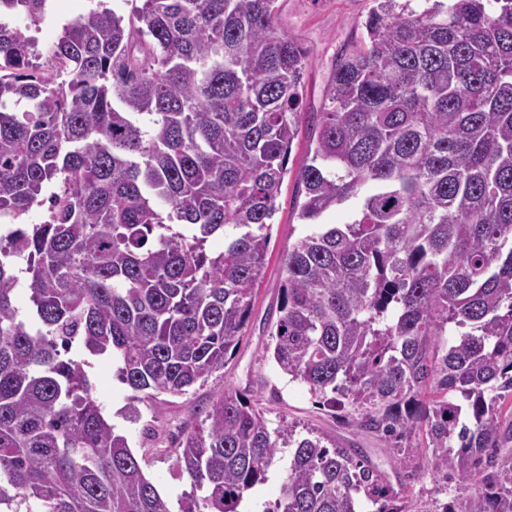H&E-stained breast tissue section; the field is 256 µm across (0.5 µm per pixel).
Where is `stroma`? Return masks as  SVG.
Returning a JSON list of instances; mask_svg holds the SVG:
<instances>
[{
    "instance_id": "stroma-1",
    "label": "stroma",
    "mask_w": 512,
    "mask_h": 512,
    "mask_svg": "<svg viewBox=\"0 0 512 512\" xmlns=\"http://www.w3.org/2000/svg\"><path fill=\"white\" fill-rule=\"evenodd\" d=\"M97 0H49L45 19L34 30L38 49L59 38L62 27L95 5ZM278 23L296 37L306 53L301 131L292 145L289 172L284 180L273 217L267 254V268L260 285L247 332L224 369L204 385L182 396L167 397L160 408L138 401L133 391L117 376L118 365L106 356L88 359L86 372L104 415L124 434L142 469L167 501L170 512H179L180 499L189 488L187 478L177 474L172 457L160 454L158 444H171L174 435L191 422L195 414L210 405L222 388L235 389L258 400L269 428L294 427L297 436L324 435L344 444L362 448L381 471L393 473L394 455L387 442L375 434L358 430L349 422L348 412L319 402L303 384L284 374L272 358L271 338L279 318L277 308L284 279L283 259L296 240L311 233V225L298 217L302 187L298 170L308 159L311 134L319 120L325 92L336 61L363 39V24L375 0H278ZM156 430L158 439L148 437ZM278 463L271 467L263 484L246 495L242 512H264L279 498L288 465L287 449H280Z\"/></svg>"
}]
</instances>
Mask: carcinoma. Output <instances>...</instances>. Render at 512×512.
Returning <instances> with one entry per match:
<instances>
[{"instance_id":"obj_1","label":"carcinoma","mask_w":512,"mask_h":512,"mask_svg":"<svg viewBox=\"0 0 512 512\" xmlns=\"http://www.w3.org/2000/svg\"><path fill=\"white\" fill-rule=\"evenodd\" d=\"M48 0H0L35 25ZM34 41L0 22V505L170 512L95 398L80 341L151 404L224 368L263 281L300 133L305 53L277 0H129ZM333 70L299 219L362 197L284 259L273 359L406 458L425 429L440 512H512V0H376ZM224 250L207 251L214 236ZM25 280L34 310L14 305ZM453 327L451 341H442ZM465 402L470 423L460 421ZM270 432L224 389L173 453L180 512H240L280 445L264 512H420L363 454ZM359 206V199H351L341 205L336 206L326 212L320 219L322 224H347L352 218ZM279 449L277 458H281V460L269 469L267 480L263 484L255 486L248 492L239 508L240 511L262 512L266 506L273 504L279 498L285 470L288 466L290 448Z\"/></svg>"}]
</instances>
